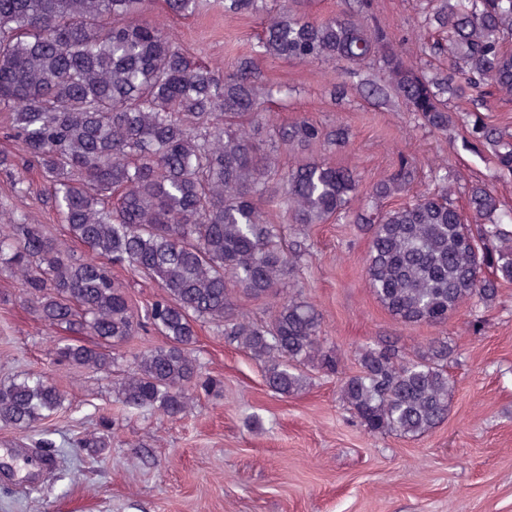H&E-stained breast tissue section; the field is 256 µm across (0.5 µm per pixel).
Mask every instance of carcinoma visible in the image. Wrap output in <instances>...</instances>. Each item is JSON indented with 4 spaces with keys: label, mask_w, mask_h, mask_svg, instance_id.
Returning a JSON list of instances; mask_svg holds the SVG:
<instances>
[{
    "label": "carcinoma",
    "mask_w": 512,
    "mask_h": 512,
    "mask_svg": "<svg viewBox=\"0 0 512 512\" xmlns=\"http://www.w3.org/2000/svg\"><path fill=\"white\" fill-rule=\"evenodd\" d=\"M148 0H0V126L38 167L42 206L86 249L75 257L39 224L0 223V270L20 282V299L49 326L94 343H55V361L108 372L111 347L143 329L162 344L135 355L121 388L130 409L178 417L189 391L209 390L193 355L196 323L224 328L263 365L280 395L303 387L302 367L338 371L323 348L322 317L299 299L279 303L273 321L256 325L237 312L234 291L273 295L306 253L286 242L265 207L283 206L296 224H325L347 213L353 171L308 161L284 171L277 151L322 145L340 149L349 132L305 118L278 125L276 102L259 59L339 62L370 59L382 73L367 96L393 99L429 130L448 134L459 120L453 98L468 94L473 119L465 142L489 153L512 175V134L479 112L512 102V0H428L425 25L437 39L423 55H448L427 72L408 60L368 0H342L336 14L312 20L268 0H224V13L266 15L257 49L223 68L190 56L164 18L191 17L201 0H163L155 19L140 15ZM408 203L356 211L352 223L370 236L369 288L397 321L441 325L461 304L488 308L512 282V208L484 179L466 190L470 223L448 199V174ZM416 168L406 158L377 181V201L408 191ZM150 278L160 293L136 318L111 265ZM448 341L413 356L377 341L357 353L359 370L344 378L340 398L372 434L416 437L443 422L454 384ZM59 387L42 377L0 383V427L23 434L63 405ZM112 423L80 440L95 454L109 447Z\"/></svg>",
    "instance_id": "carcinoma-1"
}]
</instances>
